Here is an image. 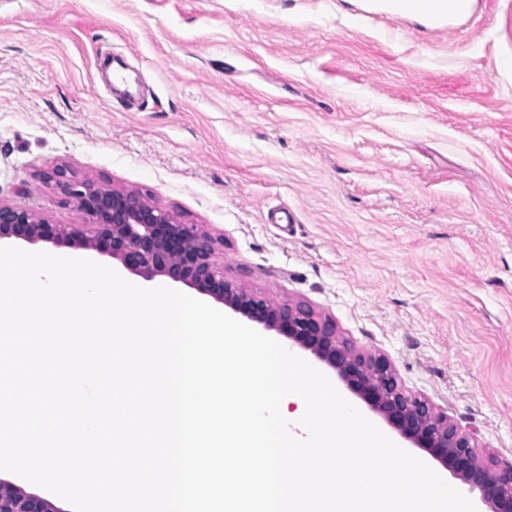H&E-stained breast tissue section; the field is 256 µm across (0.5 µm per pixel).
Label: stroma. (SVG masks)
Returning a JSON list of instances; mask_svg holds the SVG:
<instances>
[{
    "mask_svg": "<svg viewBox=\"0 0 512 512\" xmlns=\"http://www.w3.org/2000/svg\"><path fill=\"white\" fill-rule=\"evenodd\" d=\"M58 168L512 456V0H0V205L85 223ZM389 8L422 18L432 16L458 17L468 12L472 0H388Z\"/></svg>",
    "mask_w": 512,
    "mask_h": 512,
    "instance_id": "stroma-1",
    "label": "stroma"
}]
</instances>
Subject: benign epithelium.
<instances>
[{
    "instance_id": "benign-epithelium-1",
    "label": "benign epithelium",
    "mask_w": 512,
    "mask_h": 512,
    "mask_svg": "<svg viewBox=\"0 0 512 512\" xmlns=\"http://www.w3.org/2000/svg\"><path fill=\"white\" fill-rule=\"evenodd\" d=\"M45 179L55 181L75 199L88 223L51 224L35 220L24 210L0 206V241L89 249L147 280L164 276L225 304L335 370L346 386L401 436L479 490L490 512H512V460L492 457L487 463L480 462L474 433L448 422L427 400L403 390L387 359L356 352L336 336L332 323L309 308L276 305L259 294L232 287L215 270L211 240L198 225L180 224L162 208L121 191L102 194L90 183L72 181L63 169ZM0 512L65 510L0 477Z\"/></svg>"
}]
</instances>
